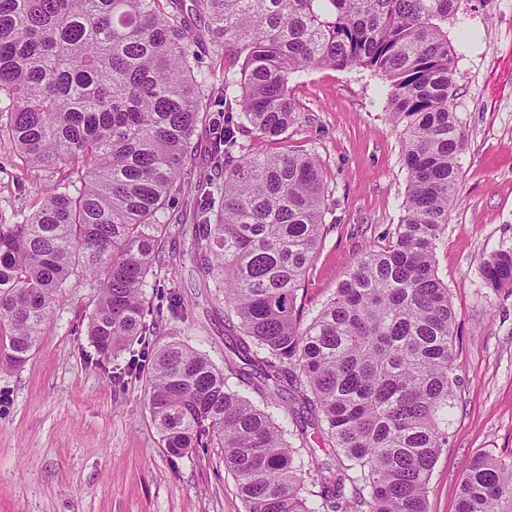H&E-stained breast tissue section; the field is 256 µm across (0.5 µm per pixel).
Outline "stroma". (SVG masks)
<instances>
[{"label": "stroma", "instance_id": "1", "mask_svg": "<svg viewBox=\"0 0 512 512\" xmlns=\"http://www.w3.org/2000/svg\"><path fill=\"white\" fill-rule=\"evenodd\" d=\"M199 61L210 75L212 117L223 119L225 77L241 63L214 48L207 15L181 0ZM458 91L453 101L465 147L448 227L435 251L455 312L453 372L459 387L448 446L429 484V512H455L469 460L512 457V288L493 289L481 267L512 253V0H470L449 29ZM381 75L318 68L291 78L298 120L286 137H243L248 153L314 154L321 166L330 229L307 275L303 303L316 313L365 246L383 244L402 214L407 170L402 133L391 122ZM50 187L0 146V215L35 211ZM181 308L171 310L166 275L148 290L159 313L160 346L180 341L223 365L233 339L224 305L192 262L180 268ZM95 291L72 282L30 359L0 370V512H245L224 451L167 453L147 405L140 345L99 362L87 336Z\"/></svg>", "mask_w": 512, "mask_h": 512}]
</instances>
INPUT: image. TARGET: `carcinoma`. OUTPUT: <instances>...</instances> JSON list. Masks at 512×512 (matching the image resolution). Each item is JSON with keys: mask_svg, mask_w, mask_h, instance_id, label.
I'll use <instances>...</instances> for the list:
<instances>
[{"mask_svg": "<svg viewBox=\"0 0 512 512\" xmlns=\"http://www.w3.org/2000/svg\"><path fill=\"white\" fill-rule=\"evenodd\" d=\"M194 2L214 46L244 67L224 79L238 120L224 119L207 150L213 174L193 184L184 171L209 78L173 0H0V141L51 182L36 212L0 217V369L30 358L73 278L95 290L87 328L100 357L148 343L147 289L162 270L179 287L166 243L190 219L196 276L224 292L239 346L224 370L184 343L143 348L169 453L224 449L246 512H428L457 386L434 254L461 175L448 39L460 0ZM353 67L385 77L403 127V216L309 318L302 292L327 232L321 168L306 153L252 157L241 138L278 140L296 123L291 75ZM177 196L190 213L169 207ZM482 272L512 287V253L489 255ZM253 375L259 404L238 389ZM290 401L314 413L336 472L296 461ZM456 512H512V460L474 455Z\"/></svg>", "mask_w": 512, "mask_h": 512, "instance_id": "cac0c4a2", "label": "carcinoma"}]
</instances>
